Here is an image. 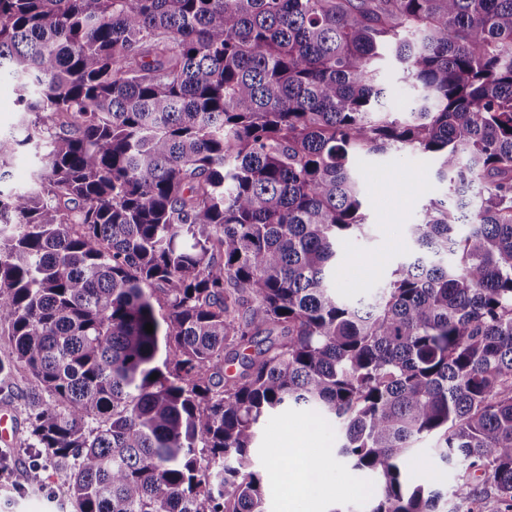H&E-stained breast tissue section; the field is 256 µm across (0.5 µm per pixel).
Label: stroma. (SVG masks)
Returning a JSON list of instances; mask_svg holds the SVG:
<instances>
[{
	"mask_svg": "<svg viewBox=\"0 0 512 512\" xmlns=\"http://www.w3.org/2000/svg\"><path fill=\"white\" fill-rule=\"evenodd\" d=\"M378 79L389 90L387 108L407 111L415 91L393 54L380 61ZM356 170L365 193L367 227L344 246L332 278L338 293L353 302L373 300L391 271L409 258L412 246L405 235L406 225L418 218L428 199L443 197L447 189L436 174V163L420 154L366 153L357 160ZM9 408L19 433L0 449V512H77L64 484L70 460L51 457L33 447L22 399H14ZM296 439L319 463V489L309 498L292 503L286 496V481L270 477L267 512H342L346 507L353 512H369L377 493L373 478L337 461L339 424L315 417L306 409L292 408L261 423L255 450L257 466L270 468L273 457ZM409 465L415 475H433L435 488L443 493L441 512H458V500L452 494L458 469L440 460L432 440L416 443ZM33 468L40 474L35 484L29 480Z\"/></svg>",
	"mask_w": 512,
	"mask_h": 512,
	"instance_id": "1",
	"label": "stroma"
}]
</instances>
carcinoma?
<instances>
[{"instance_id": "carcinoma-1", "label": "carcinoma", "mask_w": 512, "mask_h": 512, "mask_svg": "<svg viewBox=\"0 0 512 512\" xmlns=\"http://www.w3.org/2000/svg\"><path fill=\"white\" fill-rule=\"evenodd\" d=\"M2 74L28 118L0 136V390L28 373L80 512H265L258 425L291 407L338 421L370 512H437L425 437L464 512H512V0H0ZM18 146L34 184L6 192ZM391 151L448 192L347 302L355 161ZM378 80L390 92L386 100L388 109L395 112H407L415 97L411 83L404 78L401 65L391 52H388L379 63ZM416 448L409 465L417 477L425 473L434 476V488L440 489L444 496L439 503L441 512H457L458 499L453 496L452 490L457 481L458 468L453 463L446 465L436 454L435 444L431 439H423L414 445Z\"/></svg>"}]
</instances>
